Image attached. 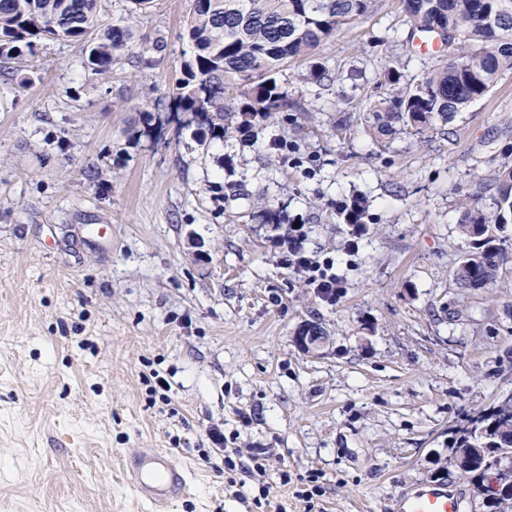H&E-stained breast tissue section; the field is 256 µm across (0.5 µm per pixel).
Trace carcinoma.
<instances>
[{"mask_svg": "<svg viewBox=\"0 0 512 512\" xmlns=\"http://www.w3.org/2000/svg\"><path fill=\"white\" fill-rule=\"evenodd\" d=\"M122 23L87 39L97 24L101 0H0V58L33 56L44 40L72 41L81 48V64L93 76L112 74L128 51L132 21L153 0H129ZM410 36L448 45L444 61L399 87L397 69H384L393 92L365 105L369 128L382 136L423 135L452 123L512 72V0H402ZM373 0H209L192 5L186 33L194 48L184 63L174 95L183 109L199 114L194 140L251 133L276 112L289 107L288 93L277 80L290 61L309 59L344 27L371 10ZM493 210L461 202V234L473 251L457 266L465 288L497 281L508 259L506 240L493 224H512V164L493 173ZM366 200L354 196L339 206L350 224L361 221ZM455 448L477 455L512 453V413L493 405L460 426Z\"/></svg>", "mask_w": 512, "mask_h": 512, "instance_id": "cac0c4a2", "label": "carcinoma"}]
</instances>
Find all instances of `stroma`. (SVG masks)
Masks as SVG:
<instances>
[{
    "mask_svg": "<svg viewBox=\"0 0 512 512\" xmlns=\"http://www.w3.org/2000/svg\"><path fill=\"white\" fill-rule=\"evenodd\" d=\"M191 4L154 0L107 79L67 42L39 48L25 85L0 59V512H149L123 467L137 448L190 472L168 512H395L397 493L448 484L463 512H496L450 448L512 399V258L493 289L454 271L472 248L459 200L489 206L482 178L512 161V73L429 137L374 136L384 67L407 83L440 50L376 0L280 73L292 108L203 152L173 96ZM314 63L332 81H302ZM355 195L358 237L338 213ZM291 220L333 259L336 304L283 262ZM308 323L323 354L294 342Z\"/></svg>",
    "mask_w": 512,
    "mask_h": 512,
    "instance_id": "1",
    "label": "stroma"
}]
</instances>
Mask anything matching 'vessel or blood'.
I'll list each match as a JSON object with an SVG mask.
<instances>
[{
  "mask_svg": "<svg viewBox=\"0 0 512 512\" xmlns=\"http://www.w3.org/2000/svg\"><path fill=\"white\" fill-rule=\"evenodd\" d=\"M126 467L138 499L155 507L157 512H163L165 506L189 490L188 471L160 449H137L127 457ZM461 509V495L441 487L404 492L396 500V512H461Z\"/></svg>",
  "mask_w": 512,
  "mask_h": 512,
  "instance_id": "obj_1",
  "label": "vessel or blood"
}]
</instances>
